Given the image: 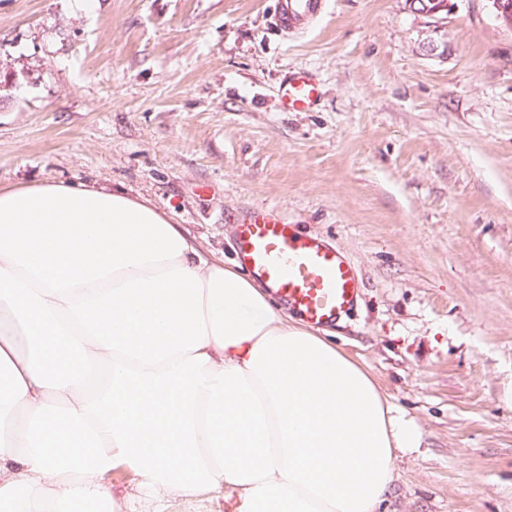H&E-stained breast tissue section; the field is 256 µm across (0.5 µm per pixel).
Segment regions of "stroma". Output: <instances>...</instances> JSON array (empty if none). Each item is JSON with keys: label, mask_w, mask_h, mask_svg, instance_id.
<instances>
[{"label": "stroma", "mask_w": 512, "mask_h": 512, "mask_svg": "<svg viewBox=\"0 0 512 512\" xmlns=\"http://www.w3.org/2000/svg\"><path fill=\"white\" fill-rule=\"evenodd\" d=\"M454 3L436 57L405 0L288 38L278 0H0V188L121 191L229 260L273 208L355 265L332 339L420 438L385 512H512V31ZM319 97L320 85L309 72L290 73L279 89L280 106L285 112L309 111Z\"/></svg>", "instance_id": "1"}]
</instances>
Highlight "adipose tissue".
<instances>
[{
	"label": "adipose tissue",
	"instance_id": "adipose-tissue-1",
	"mask_svg": "<svg viewBox=\"0 0 512 512\" xmlns=\"http://www.w3.org/2000/svg\"><path fill=\"white\" fill-rule=\"evenodd\" d=\"M415 435L372 377L149 202L0 188V512H380ZM114 470L108 483L113 490L114 496L117 499V508L115 512H128L126 498L129 493H134L136 489L137 478L125 467ZM224 499L210 500L206 495L194 501H170L169 512H231Z\"/></svg>",
	"mask_w": 512,
	"mask_h": 512
}]
</instances>
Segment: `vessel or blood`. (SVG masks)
<instances>
[{
  "instance_id": "obj_1",
  "label": "vessel or blood",
  "mask_w": 512,
  "mask_h": 512,
  "mask_svg": "<svg viewBox=\"0 0 512 512\" xmlns=\"http://www.w3.org/2000/svg\"><path fill=\"white\" fill-rule=\"evenodd\" d=\"M322 8L323 0H279L276 25L284 34L299 31ZM319 97V83L304 71L290 73L279 89L286 112L311 110ZM237 249L248 273L311 327L337 321L357 303L360 281L353 265L336 248L301 234L275 210H253L243 216Z\"/></svg>"
}]
</instances>
